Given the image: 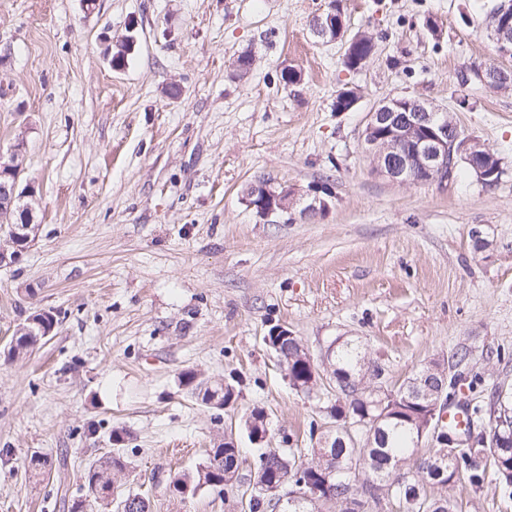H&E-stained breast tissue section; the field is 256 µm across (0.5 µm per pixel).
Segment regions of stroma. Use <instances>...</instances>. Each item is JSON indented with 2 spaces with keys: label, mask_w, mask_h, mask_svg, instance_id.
Returning a JSON list of instances; mask_svg holds the SVG:
<instances>
[{
  "label": "stroma",
  "mask_w": 512,
  "mask_h": 512,
  "mask_svg": "<svg viewBox=\"0 0 512 512\" xmlns=\"http://www.w3.org/2000/svg\"><path fill=\"white\" fill-rule=\"evenodd\" d=\"M328 2L0 0V152L23 143L39 227L0 269V512H69L84 470L115 448L130 463L116 486L149 512H245L258 447L241 416L265 410L270 448L311 447L310 423H329V386L292 389L264 342L274 325L317 361L337 337L358 339L395 386L465 349L460 398L512 391V362L495 355L512 347V87L470 78L504 62L492 0H342L348 35L374 46L357 70L345 43L311 31ZM288 66L298 83L282 81ZM347 88L358 100L336 111ZM402 97L496 153L499 183L462 167L443 184L375 171L368 114ZM262 179L290 191L288 213L248 204ZM37 310L56 315L53 332L6 357ZM187 371L231 384L235 402L205 405ZM228 433L238 492L169 494L162 477L195 469ZM35 453L46 469L30 468ZM449 495L457 512H512L490 466L479 490Z\"/></svg>",
  "instance_id": "stroma-1"
}]
</instances>
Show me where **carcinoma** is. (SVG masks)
Wrapping results in <instances>:
<instances>
[{
	"label": "carcinoma",
	"instance_id": "obj_1",
	"mask_svg": "<svg viewBox=\"0 0 512 512\" xmlns=\"http://www.w3.org/2000/svg\"><path fill=\"white\" fill-rule=\"evenodd\" d=\"M372 51L371 41L357 37L348 46L344 65L350 70L363 66ZM311 355L302 342L283 349L282 363L288 370L290 385L304 394L313 393L323 378H328L334 391V401L328 407L330 419L336 429L317 432L310 425V437H318L316 446L306 449V462L297 460L294 450L284 453L277 448H265L254 465L252 503L249 512H270L272 490L299 482L307 475L314 484L329 483L328 496L321 501H303L286 504L285 512H322L330 506L334 512H347L343 500L350 490L363 489L374 507L383 509L396 501L404 512H456L448 496V488L465 479L475 488L484 481V470L479 460L462 451L445 462L437 456L421 458L415 439L426 428L428 412L405 401L406 384L390 387L387 367L369 357L361 343L351 337L336 338V348L327 364L318 371L310 363ZM430 399L446 405L455 397L457 381L448 377L447 368L432 362L411 375ZM184 386L201 395V401L217 409L229 406L235 399L229 384L204 387L197 375L187 372L182 376ZM388 411L389 419L381 427L361 439L353 448L343 432L344 426H353L358 435L362 428L357 423L375 416L379 409ZM469 421L488 417L494 421L488 436L475 440L484 451L483 460L489 461L498 474L503 490H512V400L496 392L489 403L480 401L467 404ZM242 431L250 441H265L268 428L265 411L255 408L243 423ZM238 449L222 444L208 455L207 460L190 472L169 476L167 487H189L197 491L217 480L224 490L233 491L238 482L240 463ZM128 462L118 452L111 453L91 465L82 475L86 497L72 501L69 512H87L91 503L107 502L114 489L113 476L127 469Z\"/></svg>",
	"mask_w": 512,
	"mask_h": 512
}]
</instances>
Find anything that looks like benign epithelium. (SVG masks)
I'll list each match as a JSON object with an SVG mask.
<instances>
[{"label":"benign epithelium","mask_w":512,"mask_h":512,"mask_svg":"<svg viewBox=\"0 0 512 512\" xmlns=\"http://www.w3.org/2000/svg\"><path fill=\"white\" fill-rule=\"evenodd\" d=\"M337 34H344L342 16L335 12H321L312 21V32L317 38L328 37L330 29ZM497 51L503 58L512 57V23H496L493 31ZM475 78L483 85L496 86L508 79L503 70L490 67L479 69ZM365 152L372 155L379 172L392 181L408 184L429 181H447L446 171L453 170L454 158L448 153V120L441 113L432 112L427 104L419 99L403 101L388 100L378 105L369 113L367 124L362 133ZM464 161L477 173L479 179L490 178L494 173L484 164L483 155L467 153ZM23 166L20 146L16 145L0 157V218L11 216L13 208L25 198L36 196L34 186L24 187L19 184ZM262 200L258 208L266 216L288 211V196L265 187L261 193ZM38 237L36 224H12L6 246L0 247V268L16 264L22 254ZM430 438L436 447L460 448L463 442L457 435L440 431L437 422L440 412L439 404H426ZM320 490L311 481L299 482L288 496L280 497L276 509H281L286 499L317 500Z\"/></svg>","instance_id":"benign-epithelium-1"}]
</instances>
